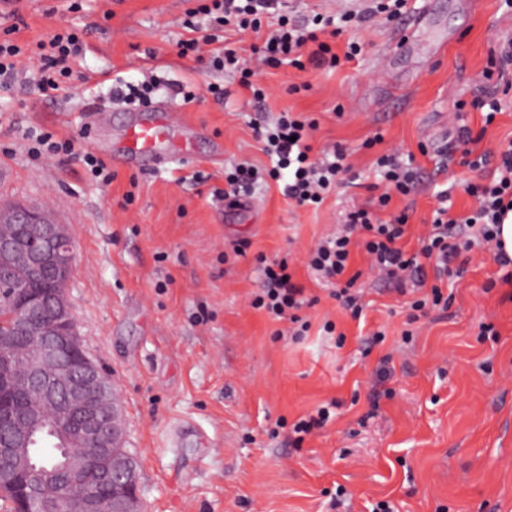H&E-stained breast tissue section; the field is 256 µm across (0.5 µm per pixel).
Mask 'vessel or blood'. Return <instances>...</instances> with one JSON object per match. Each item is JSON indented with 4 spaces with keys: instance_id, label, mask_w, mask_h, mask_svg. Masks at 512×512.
Masks as SVG:
<instances>
[{
    "instance_id": "1",
    "label": "vessel or blood",
    "mask_w": 512,
    "mask_h": 512,
    "mask_svg": "<svg viewBox=\"0 0 512 512\" xmlns=\"http://www.w3.org/2000/svg\"><path fill=\"white\" fill-rule=\"evenodd\" d=\"M182 125L179 113L167 107L150 108L145 116L131 115L124 131L121 154L130 161L167 162L170 135Z\"/></svg>"
}]
</instances>
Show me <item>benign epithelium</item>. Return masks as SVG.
I'll use <instances>...</instances> for the list:
<instances>
[{
  "label": "benign epithelium",
  "instance_id": "benign-epithelium-1",
  "mask_svg": "<svg viewBox=\"0 0 512 512\" xmlns=\"http://www.w3.org/2000/svg\"><path fill=\"white\" fill-rule=\"evenodd\" d=\"M20 234H0V277L28 287V293L0 314L1 336H37V355L26 363L23 379L11 371L16 343L0 344V494L15 500L16 512H29L41 481L54 482L76 497L80 512H139L135 459L121 452V410L112 383L85 352L65 290L40 285L53 279L67 284L72 270L69 239L62 227L42 212L9 206ZM45 407L57 411L55 430L67 448L94 449V457L66 454L56 470L40 472L32 461L30 434L40 428ZM91 470L97 490L77 493L65 476Z\"/></svg>",
  "mask_w": 512,
  "mask_h": 512
}]
</instances>
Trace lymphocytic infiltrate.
Masks as SVG:
<instances>
[{"mask_svg": "<svg viewBox=\"0 0 512 512\" xmlns=\"http://www.w3.org/2000/svg\"><path fill=\"white\" fill-rule=\"evenodd\" d=\"M406 5L407 0H368L363 9L343 7L338 9L336 17L317 15L311 24L300 25L291 23L283 15L284 0H205L204 4L187 11L184 27L190 36L178 42V54L185 57L198 52L201 42H214L215 31L230 25L240 31L259 29L263 15L277 12L276 28L263 45L254 50L255 62L240 60L231 48L214 53L210 61L214 69L231 67L240 71V86L250 90L254 99L261 102L265 95L252 81L253 63L267 66L285 63L297 68L306 63L316 67L336 65L340 58L357 56L361 48L352 42L345 55H337L330 42L324 41V34L335 37L340 35L343 26L360 25L381 15L389 20L401 19ZM200 15L207 17L213 28L212 34L202 40L197 37L196 18ZM79 51L80 37L72 30L54 33L28 49L9 40H0V86L9 85L20 56L26 55L40 64L35 79L38 91L59 90L64 79L72 75L70 57ZM491 58L497 65V80L495 84L478 88L471 101L474 109L483 111L484 121L488 124L502 110L499 91L512 89V40L492 52ZM316 127L315 121L287 111L279 113L276 120L260 133L265 152L276 159L271 177L284 178V196L300 207L321 204L326 194L342 185L348 169L347 155L342 147H335L331 158L312 157L310 133ZM488 165L493 168L488 182H471L466 186L479 201L475 214L453 217L443 204L434 212L431 228L422 240L418 255L410 257L399 245L406 232L404 217L384 222L376 217L375 211L387 207L393 194L405 196L415 191L417 177L396 155L380 156L377 166L382 172V191L376 209L361 207L350 211L341 230L310 252L306 262L308 270L316 280L331 287L333 297L341 300L353 317H361L363 308L358 303L361 291L357 287L360 275L350 270L351 250L358 247L364 249L371 271L377 272L380 279L394 283L400 290L409 286L419 291V299L410 304L409 322H417L419 317L427 316L432 310L446 311L450 300L444 297L441 285L428 284L423 259H434L436 274L440 277L451 275L452 265L476 246L483 248L500 266L512 264V259L502 253L498 243L499 226L512 211V143L500 151L498 162H491L489 155L484 154L467 163L473 171ZM262 274V292L254 298L253 307L266 311L274 320L293 323L292 335L300 337L309 324L301 320L299 311L309 300L305 298L303 288L291 281L287 259L266 262Z\"/></svg>", "mask_w": 512, "mask_h": 512, "instance_id": "f902f5d3", "label": "lymphocytic infiltrate"}]
</instances>
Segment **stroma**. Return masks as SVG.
<instances>
[{"instance_id":"35a3bbf8","label":"stroma","mask_w":512,"mask_h":512,"mask_svg":"<svg viewBox=\"0 0 512 512\" xmlns=\"http://www.w3.org/2000/svg\"><path fill=\"white\" fill-rule=\"evenodd\" d=\"M196 5L84 0L71 12L67 0H0V32L18 25L19 43L67 26L83 32L67 87L33 90L25 61L0 92V145L11 149L0 153V203L49 211L72 241L67 295L88 354L115 385L142 512H372L379 502L392 512H512V286L503 268L473 249L449 280L444 316L412 324L407 296L367 276L363 253L352 264L363 273L358 320L303 265L349 210L371 206L385 154L410 160L419 180L382 213L407 214V251L417 250L437 191H448L454 213L477 210L465 184L478 173L455 161L438 170L435 151L462 123L483 135L475 153L512 141V92L489 126L469 106L491 50L512 38V9L502 0H409L402 20L378 18L333 39L336 67H264L267 98L258 103L239 72L178 56L181 22ZM351 41L362 52L347 60ZM152 75L161 80L155 103L176 101L187 127L174 137L191 151L162 167H127L112 157L119 120L96 125L88 108L120 109L115 87ZM209 82L223 86V99L188 103L172 90ZM285 110L316 119L315 149L348 152L344 185L316 210L295 208L271 179L252 195L226 193L224 172L235 164L270 167L254 128ZM31 132L75 139L77 151L104 160L111 184L79 159L30 157ZM377 133L382 143L365 147ZM277 255L318 299L302 311L311 328L299 341L250 305L261 257ZM328 322L333 332H324ZM488 325L493 335H484ZM376 330L385 340L368 346ZM332 400L335 417L292 445L293 424ZM340 488L341 505L330 507Z\"/></svg>"}]
</instances>
